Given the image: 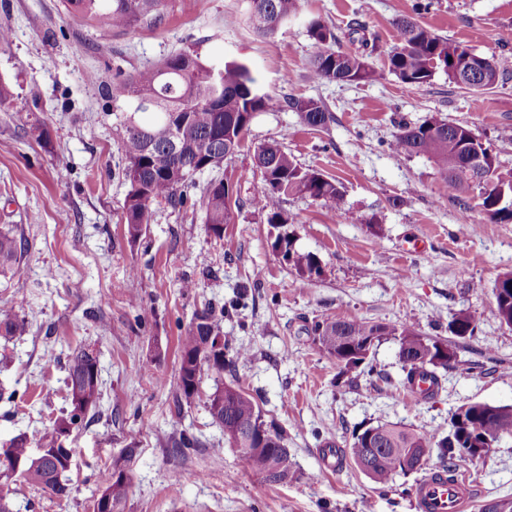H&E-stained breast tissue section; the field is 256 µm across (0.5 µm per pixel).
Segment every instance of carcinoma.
Listing matches in <instances>:
<instances>
[{
	"mask_svg": "<svg viewBox=\"0 0 512 512\" xmlns=\"http://www.w3.org/2000/svg\"><path fill=\"white\" fill-rule=\"evenodd\" d=\"M69 14L95 23L101 28L126 30L155 18L164 0H64ZM300 0H262L261 9L249 10L252 28L263 36H273L295 16ZM397 42L388 52V73L408 86L430 83L442 73L456 86L473 92L491 89L499 79L495 64L476 69L462 63L461 45L439 36L414 20L403 17L396 23ZM358 35V50L346 52L336 46V35L319 20L309 24L315 51L310 59L314 79L343 84H360L381 76L368 62L377 50L376 38L365 26L352 23ZM108 92L120 110L118 118L125 129L122 153L126 160L124 177L129 190L124 200L123 218L133 239L150 224L153 206L162 202L180 205L188 201L187 190L195 187L194 177L220 166L240 148L255 116L286 106L298 113L310 127L322 128L332 115L313 99L288 98L281 101L265 91L251 69L231 60L207 62L195 51H180L159 65L141 69L125 77H115ZM398 154L422 155L434 160L448 193L457 194L471 186L481 188V207L490 219L512 223V181L497 180L501 189L489 190L486 179L496 175L500 162L493 149L468 126L430 118L421 123H403L389 143ZM265 189L257 200L266 213L267 223L278 230L271 247L304 280L320 275L316 256L296 248L291 232L280 231L289 223L281 209L284 195L307 196L331 206L343 200L336 180L315 169L303 168L290 152L272 141L254 154ZM207 230L221 236L224 225L232 223L233 207L224 182L211 181L199 199ZM21 242L9 230H0V274L21 278ZM495 316L512 328V272L495 281ZM224 311L206 304L179 336V397L192 403L199 392L204 370L220 375L232 360L248 357L243 348L224 343L226 359L214 354V338L224 335ZM476 320L468 312L458 313L450 323L457 336H472ZM315 340L330 356L352 349L344 360L347 369L366 364L368 340L379 344L392 339L404 364L403 386L422 400L433 398L441 386L439 371L460 363L456 351L443 353V341L426 336L414 324L399 325L363 320H346L329 315L312 328ZM28 322L12 309L0 308V336H24ZM65 386L69 408L54 420L50 430L11 439L0 449V477L14 475L26 483L50 491L58 498L69 495L66 479L73 460L56 454L58 439L91 420L98 407L101 390L97 352L84 348L73 352L65 367ZM212 420L224 430V441L232 448H247L250 467L270 482H282L289 472L288 437L262 411L249 394L233 385L218 386L207 398ZM372 438H367L368 433ZM512 437V406L475 402L459 407L452 415L448 435L436 438L406 430L395 424H379L352 433L350 454L357 467L378 484L415 471L418 449L437 450L442 468L452 473L457 462L480 459L492 444ZM44 448L40 458L31 457V448ZM25 463L15 472V464ZM127 477L117 467L102 476L94 512H121Z\"/></svg>",
	"mask_w": 512,
	"mask_h": 512,
	"instance_id": "cac0c4a2",
	"label": "carcinoma"
}]
</instances>
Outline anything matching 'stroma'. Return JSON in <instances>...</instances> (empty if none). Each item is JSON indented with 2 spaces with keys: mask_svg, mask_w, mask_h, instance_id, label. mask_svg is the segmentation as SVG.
<instances>
[{
  "mask_svg": "<svg viewBox=\"0 0 512 512\" xmlns=\"http://www.w3.org/2000/svg\"><path fill=\"white\" fill-rule=\"evenodd\" d=\"M415 3L301 0L298 16L265 39L248 24L249 0H166L157 18L128 31L70 16L63 0H0V29L9 33L0 81L11 90L0 106V229L22 240L25 266L22 280L0 277V307L29 323L26 335L0 338V386L18 394L0 401V447L51 428L67 408L64 367L75 349L97 351L102 393L100 417L66 441L75 451L69 497L0 480L13 512H93L99 473L117 465L129 477L122 512H416L412 490L438 469L436 456L379 485L347 457L325 468V449L348 448L353 430L382 423L441 435L463 404L512 405V328L494 315L492 296L498 275L512 272V223L491 221L478 190L449 194L433 160L389 148L399 124L436 117L467 125L512 173V0H431L421 11ZM404 16L494 59L503 78L481 93L442 74L404 86L386 72ZM315 17L346 50L350 23L366 24L382 79H314ZM181 50L245 62L271 94L317 100L332 119L310 128L285 107L258 113L240 151L197 175V187L221 179L239 200L222 236L207 231L201 208L162 203L133 239L123 220V129L104 83ZM35 124L48 140L35 139ZM272 140L342 186L337 211L298 195L282 204L297 248L319 260L310 281L272 251V227L253 203L263 189L253 154ZM208 302L223 309L226 338L249 356L223 378L206 372L196 400L180 406L178 336ZM463 310L477 320L474 337L449 329ZM329 314L412 322L448 342L460 363L433 399L420 400L402 385L393 340L376 347L370 378L322 351L311 328ZM219 380L254 397L286 431L287 481L266 480L225 444L206 408ZM180 432L201 447L173 453L164 438ZM456 472L474 489L465 512L512 502V438Z\"/></svg>",
  "mask_w": 512,
  "mask_h": 512,
  "instance_id": "35a3bbf8",
  "label": "stroma"
}]
</instances>
